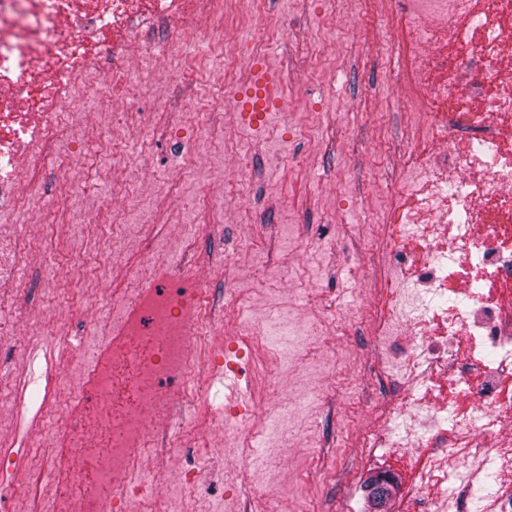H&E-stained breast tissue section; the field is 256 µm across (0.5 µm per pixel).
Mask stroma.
<instances>
[{
	"instance_id": "1",
	"label": "stroma",
	"mask_w": 512,
	"mask_h": 512,
	"mask_svg": "<svg viewBox=\"0 0 512 512\" xmlns=\"http://www.w3.org/2000/svg\"><path fill=\"white\" fill-rule=\"evenodd\" d=\"M260 19L270 39L259 56L247 25L229 18L220 45L160 30V43L186 55L190 87H132L113 82L107 68L60 102L70 143L38 165L45 194L23 214H0V231L19 224L33 240L20 261L19 303L0 307L15 319L0 357L28 379L32 406L46 395L65 402L76 382L71 358H88L104 321L121 315L116 305L92 308V300L136 287L132 266L150 256L165 262L194 237L214 298L223 297L225 282L236 283L256 317L285 316L311 342L308 353L278 368L267 395L293 405L292 434L272 431L264 440L265 450L288 455L258 465L251 486L272 491L281 512H297L305 495L318 512H335L343 501L371 512L366 485L387 473L394 488L384 512H400L412 465L361 447L378 407L373 330L360 316L384 285L371 253L389 221L392 189L429 146L417 141L414 96L376 0H264ZM226 48L243 77L257 65L279 73L288 98L266 126L249 124L235 103L225 104L223 121L208 119ZM104 83L114 108L152 120L153 134L75 124V113L91 105V86ZM71 177L83 187L76 203L68 198ZM232 177L235 194L212 212V196ZM173 181L176 195H165ZM216 218L221 235L198 236V225ZM284 226L287 246L260 257ZM238 461L235 449H225L185 512L242 507L245 493L224 482Z\"/></svg>"
}]
</instances>
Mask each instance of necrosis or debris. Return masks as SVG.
I'll list each match as a JSON object with an SVG mask.
<instances>
[{
	"label": "necrosis or debris",
	"mask_w": 512,
	"mask_h": 512,
	"mask_svg": "<svg viewBox=\"0 0 512 512\" xmlns=\"http://www.w3.org/2000/svg\"><path fill=\"white\" fill-rule=\"evenodd\" d=\"M257 11L259 0H0V213L24 211L42 189L36 176L20 188L36 152L58 144L57 102L105 52L149 54L150 30L223 35L228 2ZM410 27L396 46L410 74L422 138L435 140L424 167L402 179L391 215L393 239L375 251L390 286L373 306L381 360L379 386H425L432 400L393 403L364 447L390 446L413 458L426 450L408 498L429 493L428 512H467L473 490L494 478L481 512H512V0L495 11L479 0H390ZM460 109L444 106L448 94ZM233 336L200 273L177 258L150 270L71 405L49 447L92 457V491L47 492L36 471L10 485L20 512H146L160 464L178 448L196 459L180 474L181 498L196 496L212 458L197 436L238 432L257 448L265 421L281 423L288 404L261 414L229 400L220 413L200 387L218 366L224 342L244 344L248 382L258 398L275 384L269 359H287L304 339L282 318L260 321L245 294L226 287ZM416 341L402 354L391 345ZM460 351L449 356L450 343ZM495 462L488 472L487 462Z\"/></svg>",
	"instance_id": "obj_1"
}]
</instances>
